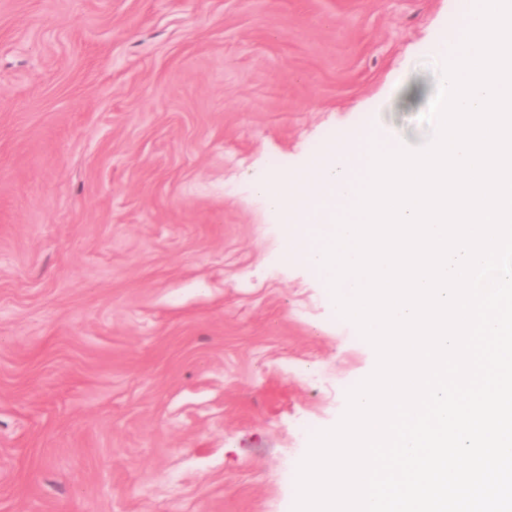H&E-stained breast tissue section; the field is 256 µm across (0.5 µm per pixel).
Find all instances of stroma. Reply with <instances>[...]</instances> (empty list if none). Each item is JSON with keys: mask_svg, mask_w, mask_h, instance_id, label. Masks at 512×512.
Instances as JSON below:
<instances>
[{"mask_svg": "<svg viewBox=\"0 0 512 512\" xmlns=\"http://www.w3.org/2000/svg\"><path fill=\"white\" fill-rule=\"evenodd\" d=\"M458 0H0V512H292L374 348L254 180L414 148Z\"/></svg>", "mask_w": 512, "mask_h": 512, "instance_id": "stroma-1", "label": "stroma"}]
</instances>
